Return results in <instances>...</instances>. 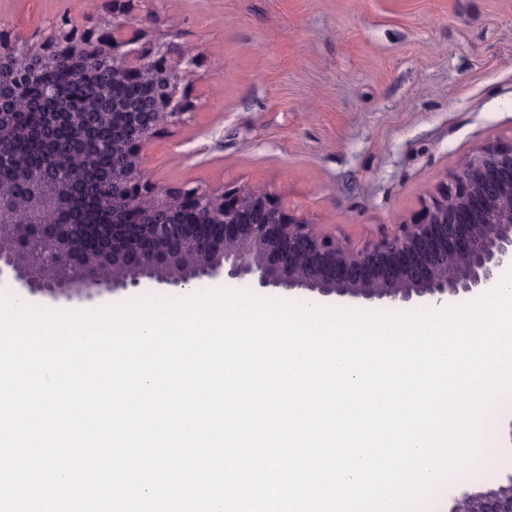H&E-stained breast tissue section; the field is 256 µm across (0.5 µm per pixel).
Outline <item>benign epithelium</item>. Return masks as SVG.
Listing matches in <instances>:
<instances>
[{
	"label": "benign epithelium",
	"instance_id": "1",
	"mask_svg": "<svg viewBox=\"0 0 512 512\" xmlns=\"http://www.w3.org/2000/svg\"><path fill=\"white\" fill-rule=\"evenodd\" d=\"M136 1L150 2L82 0L81 13L37 29L36 48L0 45V280L20 298L78 305L232 279L307 300L453 303L512 268V145L471 156L413 221L360 247L263 187L152 183L146 152L189 113L180 87L196 47L152 39L132 14ZM62 67L72 83L106 71L112 95L68 108L50 76ZM131 82L151 111L118 95ZM109 122L110 135H97ZM23 138L40 144L39 161L15 152ZM100 209L112 223H95ZM451 512H512V492L462 491Z\"/></svg>",
	"mask_w": 512,
	"mask_h": 512
}]
</instances>
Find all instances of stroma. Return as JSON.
Returning a JSON list of instances; mask_svg holds the SVG:
<instances>
[{
	"mask_svg": "<svg viewBox=\"0 0 512 512\" xmlns=\"http://www.w3.org/2000/svg\"><path fill=\"white\" fill-rule=\"evenodd\" d=\"M80 7L0 0V39ZM135 16L198 46L195 112L149 153L160 186H265L359 246L512 144V0H160Z\"/></svg>",
	"mask_w": 512,
	"mask_h": 512,
	"instance_id": "35a3bbf8",
	"label": "stroma"
}]
</instances>
